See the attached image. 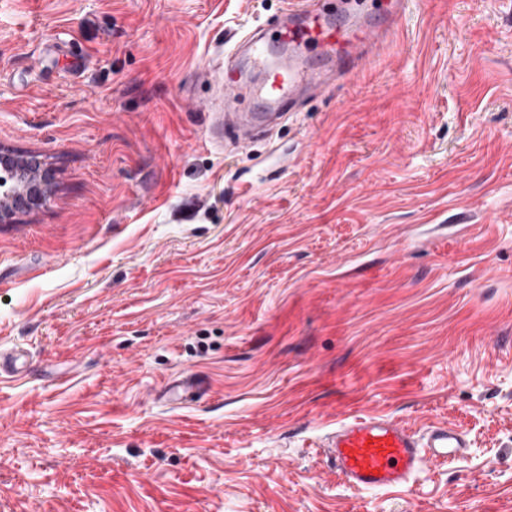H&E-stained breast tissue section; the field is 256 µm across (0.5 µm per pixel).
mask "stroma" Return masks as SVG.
I'll list each match as a JSON object with an SVG mask.
<instances>
[{
  "label": "stroma",
  "mask_w": 512,
  "mask_h": 512,
  "mask_svg": "<svg viewBox=\"0 0 512 512\" xmlns=\"http://www.w3.org/2000/svg\"><path fill=\"white\" fill-rule=\"evenodd\" d=\"M280 9L0 0V148L53 172L0 223V512H512V0L411 5L212 144L205 71ZM373 412L468 453L352 489L318 445Z\"/></svg>",
  "instance_id": "1"
}]
</instances>
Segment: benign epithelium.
Listing matches in <instances>:
<instances>
[{"label": "benign epithelium", "mask_w": 512, "mask_h": 512, "mask_svg": "<svg viewBox=\"0 0 512 512\" xmlns=\"http://www.w3.org/2000/svg\"><path fill=\"white\" fill-rule=\"evenodd\" d=\"M52 174L36 156L0 152V223L15 212L44 205L50 196Z\"/></svg>", "instance_id": "benign-epithelium-1"}]
</instances>
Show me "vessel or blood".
I'll return each instance as SVG.
<instances>
[{
	"mask_svg": "<svg viewBox=\"0 0 512 512\" xmlns=\"http://www.w3.org/2000/svg\"><path fill=\"white\" fill-rule=\"evenodd\" d=\"M286 0L283 23L273 31L262 28L241 32L222 66L212 70V80L224 89V109L219 126L234 144L247 148L266 123L279 119L281 106L290 103L299 88L325 92L344 74L371 61L377 50L397 34L411 0H380L373 16L340 22L349 14V0ZM292 55L288 65L272 62L274 50ZM262 76L259 94L265 109L245 115L240 90L245 68ZM469 447L454 426L437 423L413 430L399 420L362 414L340 422L328 433L323 448L343 482L358 490H387L404 486L428 464L451 462Z\"/></svg>",
	"mask_w": 512,
	"mask_h": 512,
	"instance_id": "obj_1",
	"label": "vessel or blood"
}]
</instances>
